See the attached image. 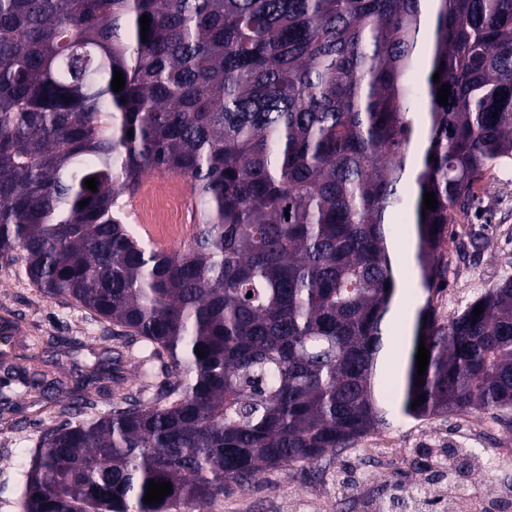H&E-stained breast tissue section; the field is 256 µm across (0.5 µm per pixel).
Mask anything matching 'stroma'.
<instances>
[{"label":"stroma","instance_id":"35a3bbf8","mask_svg":"<svg viewBox=\"0 0 512 512\" xmlns=\"http://www.w3.org/2000/svg\"><path fill=\"white\" fill-rule=\"evenodd\" d=\"M477 209L459 215L444 245L447 271L437 288L420 286L411 272L405 291L393 302L399 343L411 336L408 316L424 306L446 319L462 311L490 288L512 278V162L499 165L474 187ZM22 323L24 344L12 350L15 371L0 363V397H9L10 412L0 411V441L24 439L36 446L42 432L58 426L60 409L71 399L85 402L82 416L108 411V401L88 377L102 328L77 307L46 298L24 279L20 266L0 262V315ZM65 377L58 392L34 386L20 372L29 358ZM470 454L472 471L461 487L460 503L483 501L484 512H512L503 506V477H512V427L475 412L415 420L398 416L389 428L363 438L354 447L326 455L304 468L266 470L252 484L229 485L215 504L217 512H372L371 506L392 488L416 483L431 471L446 468L449 449Z\"/></svg>","mask_w":512,"mask_h":512}]
</instances>
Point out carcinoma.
<instances>
[{"instance_id": "carcinoma-1", "label": "carcinoma", "mask_w": 512, "mask_h": 512, "mask_svg": "<svg viewBox=\"0 0 512 512\" xmlns=\"http://www.w3.org/2000/svg\"><path fill=\"white\" fill-rule=\"evenodd\" d=\"M508 161L512 0H0V258L140 343V386L153 359L174 373L146 401L106 350L112 408L18 449L21 512H211L224 482L351 448L396 407L511 411L512 278L446 322L423 308L395 381L386 360L399 217L436 287L448 225ZM161 170L199 210L165 253L124 200Z\"/></svg>"}]
</instances>
